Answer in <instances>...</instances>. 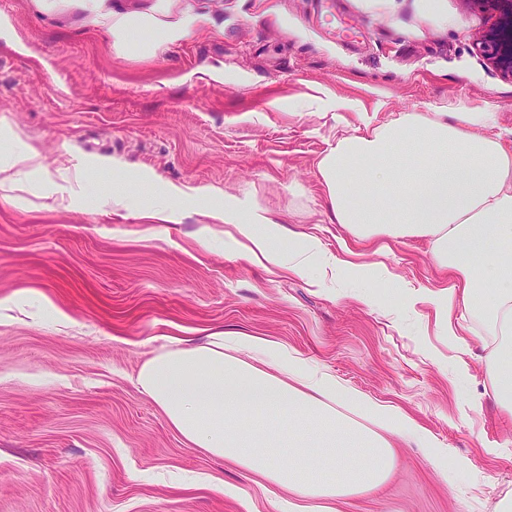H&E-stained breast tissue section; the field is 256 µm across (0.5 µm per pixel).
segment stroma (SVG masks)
<instances>
[{"label": "stroma", "instance_id": "35a3bbf8", "mask_svg": "<svg viewBox=\"0 0 512 512\" xmlns=\"http://www.w3.org/2000/svg\"><path fill=\"white\" fill-rule=\"evenodd\" d=\"M108 16L169 40L115 46ZM488 23L463 0H0V164L32 146L48 170L0 188V512H278V487L187 443L135 384L151 350L216 329L294 348L469 464L450 480L398 443L384 486L338 512H495L512 414L480 340L459 356L438 321L428 243L342 236L317 173L364 114L492 112L512 146V80L476 46ZM336 98L354 110L316 106ZM116 161L259 204L350 264L331 288L269 272L199 203L153 231L105 201ZM364 267L389 272L366 300Z\"/></svg>", "mask_w": 512, "mask_h": 512}]
</instances>
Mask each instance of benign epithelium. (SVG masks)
Segmentation results:
<instances>
[{
	"label": "benign epithelium",
	"instance_id": "obj_1",
	"mask_svg": "<svg viewBox=\"0 0 512 512\" xmlns=\"http://www.w3.org/2000/svg\"><path fill=\"white\" fill-rule=\"evenodd\" d=\"M471 8L488 12L493 23L478 36V45L492 65L512 79V0H464Z\"/></svg>",
	"mask_w": 512,
	"mask_h": 512
}]
</instances>
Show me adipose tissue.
<instances>
[{"label":"adipose tissue","instance_id":"obj_1","mask_svg":"<svg viewBox=\"0 0 512 512\" xmlns=\"http://www.w3.org/2000/svg\"><path fill=\"white\" fill-rule=\"evenodd\" d=\"M495 126L490 112H409L337 139L317 169L332 222L355 240L428 241L449 280L435 296L437 315L464 355L472 323L482 324L490 395L512 413V149ZM208 216L233 225L246 256L265 268L324 275L347 264L313 236L285 246L264 207L215 206ZM136 384L187 442L287 491L288 512H334L336 500L380 488L395 436L428 449L448 476L464 468L427 429L260 336L219 330L157 348ZM341 402L376 430L342 418Z\"/></svg>","mask_w":512,"mask_h":512}]
</instances>
